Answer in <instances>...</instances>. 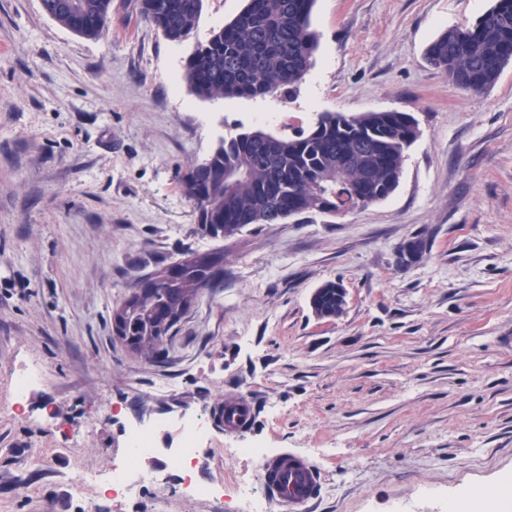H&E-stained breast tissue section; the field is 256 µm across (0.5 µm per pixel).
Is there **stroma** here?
<instances>
[{"mask_svg":"<svg viewBox=\"0 0 512 512\" xmlns=\"http://www.w3.org/2000/svg\"><path fill=\"white\" fill-rule=\"evenodd\" d=\"M139 4L112 0L92 40L40 0H0V512H81L74 460L109 469L125 430L160 413L209 421L205 480L231 498L262 469L229 448L307 457L316 512H437L425 490L512 472V64L475 94L425 58L491 0H316L292 101L201 99L184 80L195 43L244 0H204L181 43ZM386 110L420 130L387 199L221 242L196 233L181 177L234 127L288 135L320 112ZM418 235L427 253L399 264ZM185 246L223 249L224 286L160 363L114 340L109 316ZM328 281L346 303L323 319L310 300ZM32 364L43 377L20 416L13 381ZM236 397L256 414L228 435L212 413ZM34 454L46 467L27 466Z\"/></svg>","mask_w":512,"mask_h":512,"instance_id":"35a3bbf8","label":"stroma"}]
</instances>
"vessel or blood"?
Segmentation results:
<instances>
[{
  "instance_id": "obj_1",
  "label": "vessel or blood",
  "mask_w": 512,
  "mask_h": 512,
  "mask_svg": "<svg viewBox=\"0 0 512 512\" xmlns=\"http://www.w3.org/2000/svg\"><path fill=\"white\" fill-rule=\"evenodd\" d=\"M254 414L250 400L242 399L218 407L214 418L230 433L246 429ZM319 480L315 466L305 457L281 454L267 461L262 482L282 512H309Z\"/></svg>"
}]
</instances>
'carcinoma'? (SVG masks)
Returning <instances> with one entry per match:
<instances>
[{
	"label": "carcinoma",
	"mask_w": 512,
	"mask_h": 512,
	"mask_svg": "<svg viewBox=\"0 0 512 512\" xmlns=\"http://www.w3.org/2000/svg\"><path fill=\"white\" fill-rule=\"evenodd\" d=\"M112 0H41L43 11L78 35L99 39ZM315 0H247L240 13L196 42L184 78L200 98L283 97L293 100L318 46L311 29ZM203 0H142V11L171 42L189 38ZM427 59L458 88L495 85L512 62V0H492L470 25L442 31ZM415 118L395 110L346 115L322 112L307 130L278 136L240 129L220 139L183 178L197 213V232L232 238L253 224H282L305 214L363 209L397 188L406 150L418 138ZM224 286V254L181 251L180 258L137 277L112 309L118 339L157 359L177 327L214 288ZM346 293L326 282L311 298L315 314H342Z\"/></svg>",
	"instance_id": "1"
}]
</instances>
